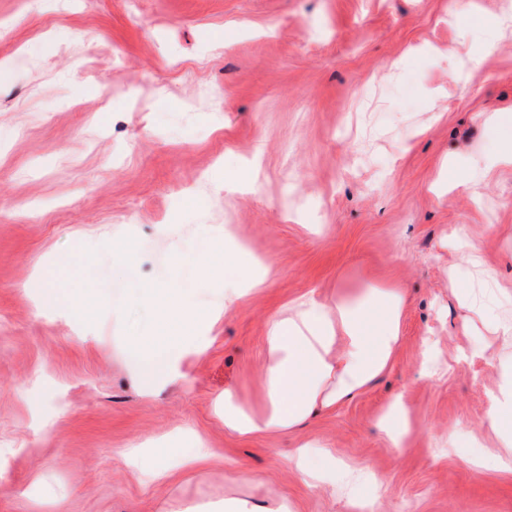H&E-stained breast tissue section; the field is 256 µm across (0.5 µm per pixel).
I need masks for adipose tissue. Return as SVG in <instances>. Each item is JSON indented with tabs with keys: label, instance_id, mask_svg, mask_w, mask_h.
Segmentation results:
<instances>
[{
	"label": "adipose tissue",
	"instance_id": "1",
	"mask_svg": "<svg viewBox=\"0 0 512 512\" xmlns=\"http://www.w3.org/2000/svg\"><path fill=\"white\" fill-rule=\"evenodd\" d=\"M455 290L463 307L491 328L495 342L512 345V318L500 315L491 288L459 283ZM158 301L170 323L166 343L148 344L133 359V372L147 388L169 375L188 343L185 329L200 321L198 304L185 279L170 277ZM405 302L401 288L370 289L353 307L329 305L311 292L290 300L265 328L267 362L262 386L271 411L255 418L237 406L232 391H225L219 402L225 430L240 436L290 431L357 397L392 364ZM486 422L497 432L501 445L468 457L467 465L478 471H512V389L505 387L491 396ZM288 462L311 486L337 472L349 478L357 473L324 445L311 441L293 448Z\"/></svg>",
	"mask_w": 512,
	"mask_h": 512
}]
</instances>
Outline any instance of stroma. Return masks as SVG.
I'll return each instance as SVG.
<instances>
[{
  "instance_id": "obj_1",
  "label": "stroma",
  "mask_w": 512,
  "mask_h": 512,
  "mask_svg": "<svg viewBox=\"0 0 512 512\" xmlns=\"http://www.w3.org/2000/svg\"><path fill=\"white\" fill-rule=\"evenodd\" d=\"M512 0H0V512H179L285 496L300 512H512V473L474 471V439L512 352L474 354L449 271L478 285L465 225L512 308ZM480 65H472V54ZM499 124H491L490 116ZM452 162L455 183L441 181ZM256 268L216 285L209 247ZM263 288L225 307L223 288ZM68 283L41 305L39 283ZM191 277L207 318L172 375L128 362L163 336L144 292ZM407 293L392 365L352 401L285 433L235 437L213 413L232 387L261 413L265 325L315 292ZM438 359L425 369L423 343ZM403 395L417 433L376 422ZM220 460L149 480L134 448ZM315 441L369 472L308 486L288 464ZM193 443L192 451L180 458L179 466L195 469L212 459L221 457L216 448H210L209 442L202 436H196ZM179 512H255L249 502L243 499L228 498L222 502H208L186 507Z\"/></svg>"
}]
</instances>
